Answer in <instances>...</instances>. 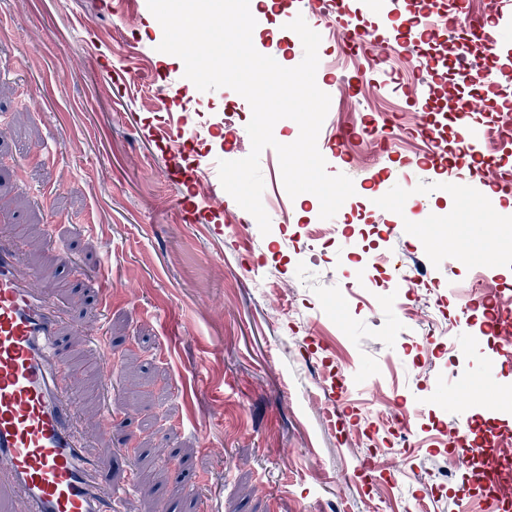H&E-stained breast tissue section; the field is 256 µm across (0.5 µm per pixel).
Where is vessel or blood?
<instances>
[{
  "label": "vessel or blood",
  "mask_w": 512,
  "mask_h": 512,
  "mask_svg": "<svg viewBox=\"0 0 512 512\" xmlns=\"http://www.w3.org/2000/svg\"><path fill=\"white\" fill-rule=\"evenodd\" d=\"M357 12L356 0L331 4V18L342 22L346 31L340 53L360 50L371 55L384 46L431 43L451 25L461 35L458 52L481 46L487 58L498 62L499 75L512 76V67L502 62L503 21L512 17V0H501L499 15L489 19L449 17L442 0H406L395 9L393 24L371 30L354 24ZM165 87L180 108L169 113L165 125L154 128L151 135L175 156L199 124L192 116L191 99L180 85L169 80ZM480 108V102L471 99L465 112L458 114L459 136L452 150L435 134L444 126L446 114L434 113L424 122L431 158L449 155L453 168L468 171L481 163L483 132L469 122L471 113ZM195 177L209 183L207 163H199ZM209 185L207 209L222 212L224 189L218 182ZM69 274L94 306L106 309L108 266L99 265L91 279L74 266ZM465 307L485 309L487 330L497 336L500 350L511 354L512 300L503 301L496 281L484 278L480 294ZM62 325L47 275L23 269L12 236L0 231V492L10 499L15 512H121L135 482L113 485L110 472L115 458L94 453L89 437L79 428L73 373L60 356ZM475 398L465 385L448 390V401L458 411L455 458L467 481L482 487L484 512H512V440L493 427L485 429L480 439L469 438V409Z\"/></svg>",
  "instance_id": "b4317fda"
}]
</instances>
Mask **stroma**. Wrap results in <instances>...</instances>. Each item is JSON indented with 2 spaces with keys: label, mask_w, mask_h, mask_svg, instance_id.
I'll list each match as a JSON object with an SVG mask.
<instances>
[{
  "label": "stroma",
  "mask_w": 512,
  "mask_h": 512,
  "mask_svg": "<svg viewBox=\"0 0 512 512\" xmlns=\"http://www.w3.org/2000/svg\"><path fill=\"white\" fill-rule=\"evenodd\" d=\"M256 27L264 55L288 67L302 61L296 33ZM162 38L147 0H0V155L24 166L20 179L0 167V226L18 230L22 267L55 277L67 319L62 353L73 366L97 363L89 336L105 329L112 338V440L98 450L122 459L116 477L136 475L128 512H154L162 495L195 512L183 485L196 477L208 512H456L476 488L450 462L456 412L443 393L462 379L512 389V363L499 359L486 378L481 358L494 340L478 310L469 313L467 345L455 346L447 329L460 300L451 291L474 287L484 273L512 294V208L484 207L489 168L448 175L412 163L429 143L405 86L430 84L452 100L455 79L416 69L412 47L372 82L363 58H337L335 39L318 49L316 83L333 101L337 128L400 116L391 150L351 144L357 167L324 158L329 174L357 183L385 172L372 237L423 276L403 303L391 290L345 288V239L304 240L320 202L289 198L268 153L259 159L268 234L256 229L241 241L235 223L245 211L229 195L222 233L183 221L179 199L200 207L205 199L171 182L168 170L246 157L252 110L230 88L189 86L196 119L217 130L169 156L148 131L172 109L162 75H183L184 66L158 51ZM452 182L472 188L453 193ZM414 202L426 206L428 222L394 223ZM49 222L52 235L29 236ZM439 239L450 255L435 250ZM60 242L89 275L110 252L107 312L63 272ZM456 251L465 263L454 261ZM176 386L183 396L173 395ZM338 400L350 406L343 421L325 413ZM400 405L414 420L408 435L392 419ZM371 455L383 467L368 476L359 464Z\"/></svg>",
  "instance_id": "stroma-1"
}]
</instances>
